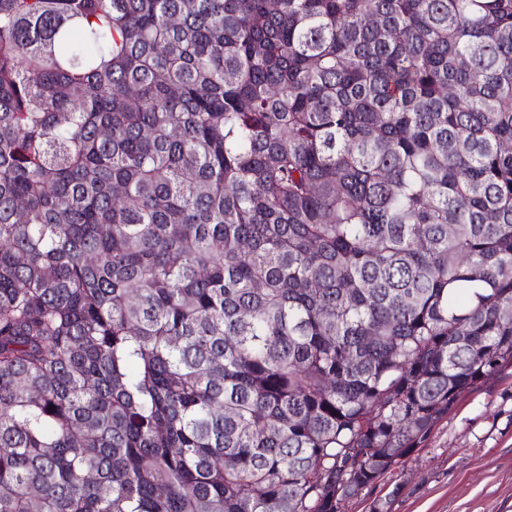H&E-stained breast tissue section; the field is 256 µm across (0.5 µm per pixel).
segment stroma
Wrapping results in <instances>:
<instances>
[{"label": "stroma", "mask_w": 512, "mask_h": 512, "mask_svg": "<svg viewBox=\"0 0 512 512\" xmlns=\"http://www.w3.org/2000/svg\"><path fill=\"white\" fill-rule=\"evenodd\" d=\"M512 512V366L466 393L420 450L345 512Z\"/></svg>", "instance_id": "1"}]
</instances>
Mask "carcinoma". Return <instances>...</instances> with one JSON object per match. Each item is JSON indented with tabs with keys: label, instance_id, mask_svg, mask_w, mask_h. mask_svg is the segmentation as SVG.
<instances>
[{
	"label": "carcinoma",
	"instance_id": "cac0c4a2",
	"mask_svg": "<svg viewBox=\"0 0 512 512\" xmlns=\"http://www.w3.org/2000/svg\"><path fill=\"white\" fill-rule=\"evenodd\" d=\"M512 362V0H0V512H344Z\"/></svg>",
	"mask_w": 512,
	"mask_h": 512
}]
</instances>
